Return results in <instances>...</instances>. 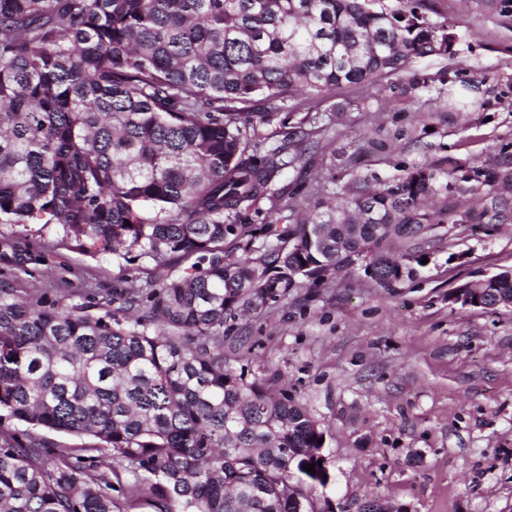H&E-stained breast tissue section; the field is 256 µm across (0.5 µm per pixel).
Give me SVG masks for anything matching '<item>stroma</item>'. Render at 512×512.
I'll use <instances>...</instances> for the list:
<instances>
[{
	"label": "stroma",
	"mask_w": 512,
	"mask_h": 512,
	"mask_svg": "<svg viewBox=\"0 0 512 512\" xmlns=\"http://www.w3.org/2000/svg\"><path fill=\"white\" fill-rule=\"evenodd\" d=\"M423 12L456 41L452 54L414 59L409 70L455 81L408 95L345 83L298 94L252 143L274 147L318 111L328 123L303 159L322 178L330 153L343 150L340 185L404 165L493 162L512 145V0H424ZM269 208L264 200L242 216L226 257L273 244ZM414 250L427 262L401 287L378 288L355 266L227 320L224 358L271 378L319 422L333 512L371 493L410 512H512V307L451 299L466 282L512 269V223L444 224ZM187 265L175 254L92 257L63 244L56 226L0 224L9 301L31 296L99 316L114 290L152 287ZM110 478L119 512H155L148 483L119 468Z\"/></svg>",
	"instance_id": "stroma-1"
}]
</instances>
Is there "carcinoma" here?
Instances as JSON below:
<instances>
[{
    "label": "carcinoma",
    "mask_w": 512,
    "mask_h": 512,
    "mask_svg": "<svg viewBox=\"0 0 512 512\" xmlns=\"http://www.w3.org/2000/svg\"><path fill=\"white\" fill-rule=\"evenodd\" d=\"M420 0H0V224H53L92 256L192 260L190 273L116 296L122 321L78 307L0 300V512H115L101 458L149 483L160 512H324L323 432L268 379L224 362V323L359 259L390 275L386 245L439 224H497L512 209L505 144L493 165L413 166L270 230L259 257L224 238L275 200L303 150L250 149L248 130L291 94L388 81L407 94L449 73L391 77L448 54ZM257 94L265 112H247ZM481 198L464 209L455 196ZM443 195L432 210L427 202ZM512 298V270L491 287ZM26 429L19 430L17 426ZM94 444L63 453L32 433ZM315 465V473L303 469ZM374 494L344 512H380Z\"/></svg>",
    "instance_id": "cac0c4a2"
}]
</instances>
